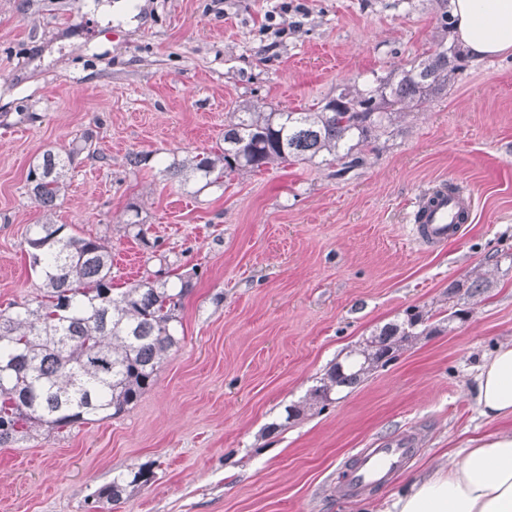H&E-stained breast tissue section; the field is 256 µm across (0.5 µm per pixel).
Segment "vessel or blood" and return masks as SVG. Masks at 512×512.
Wrapping results in <instances>:
<instances>
[{
	"mask_svg": "<svg viewBox=\"0 0 512 512\" xmlns=\"http://www.w3.org/2000/svg\"><path fill=\"white\" fill-rule=\"evenodd\" d=\"M473 215L472 196L447 186L435 187L427 203L410 216L412 237L435 247L456 241ZM417 453L416 435L406 432L356 451L339 482L344 497L357 498L390 485Z\"/></svg>",
	"mask_w": 512,
	"mask_h": 512,
	"instance_id": "vessel-or-blood-1",
	"label": "vessel or blood"
}]
</instances>
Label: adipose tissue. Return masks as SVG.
I'll list each match as a JSON object with an SVG mask.
<instances>
[{
    "mask_svg": "<svg viewBox=\"0 0 512 512\" xmlns=\"http://www.w3.org/2000/svg\"><path fill=\"white\" fill-rule=\"evenodd\" d=\"M451 11L475 59L512 53V0H451ZM475 401L488 418L512 419V343L481 366ZM385 512H512V429L481 436L458 461L413 477Z\"/></svg>",
    "mask_w": 512,
    "mask_h": 512,
    "instance_id": "adipose-tissue-1",
    "label": "adipose tissue"
}]
</instances>
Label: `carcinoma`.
Instances as JSON below:
<instances>
[{
    "mask_svg": "<svg viewBox=\"0 0 512 512\" xmlns=\"http://www.w3.org/2000/svg\"><path fill=\"white\" fill-rule=\"evenodd\" d=\"M468 67L466 57L442 42L410 68L363 85H346L305 112L264 110L247 103L224 126L218 151L173 159L165 167L184 182L221 185L224 174L258 173L288 162L341 161L347 168L364 162L353 148L366 147L377 129L413 111L428 94ZM51 150L29 170L34 200L52 210L63 189L66 164ZM64 225L46 220L25 239L30 268L43 294L36 306L0 314V445L34 435L51 436L76 423L118 415L132 406L156 380L179 338L175 323L187 282L175 290L144 279L122 292L112 289V254L97 238L63 234ZM431 315L406 313L400 323L349 350L313 387L302 404L286 408L295 420L331 394L361 383L424 334ZM122 478L100 488L99 502L123 498Z\"/></svg>",
    "mask_w": 512,
    "mask_h": 512,
    "instance_id": "cac0c4a2",
    "label": "carcinoma"
}]
</instances>
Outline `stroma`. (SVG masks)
I'll use <instances>...</instances> for the list:
<instances>
[{
	"instance_id": "1",
	"label": "stroma",
	"mask_w": 512,
	"mask_h": 512,
	"mask_svg": "<svg viewBox=\"0 0 512 512\" xmlns=\"http://www.w3.org/2000/svg\"><path fill=\"white\" fill-rule=\"evenodd\" d=\"M281 2L125 0L119 16L114 0H0V311L40 297L24 247L48 217L110 247L113 287L192 285L180 342L135 405L0 445V512H97L94 492L141 468L150 481L111 512H377L412 475L500 430L474 388L512 342V53L470 62L347 172L297 162L181 184L166 165L216 149L242 104L309 109L456 38L438 21L446 0ZM88 133L44 212L30 168ZM132 151L149 164L129 169ZM441 184L470 190L474 220L427 249L409 214ZM478 274L485 293L458 292ZM449 307L355 389L287 421L338 355L407 310ZM410 430L419 452L391 485L341 496L356 449Z\"/></svg>"
}]
</instances>
